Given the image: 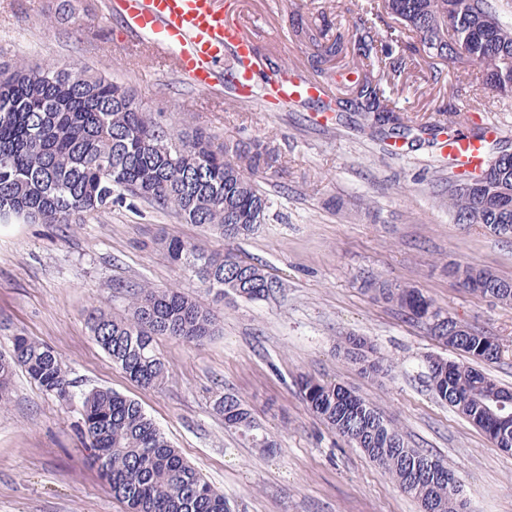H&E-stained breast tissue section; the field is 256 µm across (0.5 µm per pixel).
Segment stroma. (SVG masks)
I'll use <instances>...</instances> for the list:
<instances>
[{"label":"stroma","instance_id":"stroma-1","mask_svg":"<svg viewBox=\"0 0 512 512\" xmlns=\"http://www.w3.org/2000/svg\"><path fill=\"white\" fill-rule=\"evenodd\" d=\"M379 0H239L260 57L313 78L309 46L293 26L359 17L395 49L410 33L395 17L371 14ZM59 15L46 25L50 15ZM108 0H0V63L46 59L109 73L132 87L140 106L168 128L201 126L220 140L261 141L279 150L287 178L260 174L270 202L267 224L237 240L245 261L277 281L268 299L212 302L196 278L170 261L164 240L212 250L224 240L174 211L123 195L111 209L71 224H0V352L16 334L55 348L73 397L45 393L17 373L0 405V512H125L88 461L80 393L98 387L141 403L167 440L215 488L230 512H420L360 449L317 419L297 381L309 374L372 402L410 446L456 472L469 512H512V455L496 448L429 387L425 359L451 356L399 310L374 298L366 280L413 286L461 325L492 335L503 353L486 370L512 388V305L470 292L450 266L475 265L512 279V238L457 223L447 206L454 168L438 146L390 147L369 132L319 121L310 106L287 109L193 88L170 64L136 49ZM437 82L387 87L398 110L418 122L448 108L485 103L482 119L507 126L512 94L485 88L477 67L415 56ZM150 283L213 303L220 319L200 343L159 337L170 377L159 389L131 382L93 340L89 308L128 311L127 292ZM367 339L385 372L363 374L339 346ZM231 392L251 407L272 442L261 448L225 430L213 410Z\"/></svg>","mask_w":512,"mask_h":512}]
</instances>
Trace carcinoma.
Segmentation results:
<instances>
[{"label": "carcinoma", "mask_w": 512, "mask_h": 512, "mask_svg": "<svg viewBox=\"0 0 512 512\" xmlns=\"http://www.w3.org/2000/svg\"><path fill=\"white\" fill-rule=\"evenodd\" d=\"M384 9L413 33L430 58L469 63L480 69L483 84L512 92V26L504 23L491 0H384ZM351 40L326 21L296 33L312 46L307 62L319 76L336 83L340 92L321 102V111L342 121L354 114L383 142L390 139L439 143L444 136L465 135L492 151L495 144L475 121L482 109L449 113L448 120L417 124L397 110L383 83L406 82L416 74L412 55L394 54L393 45L361 21L350 24ZM351 61L330 72L322 64L334 57ZM479 169L481 191L465 185L471 175H457L448 190V210L460 224H481L498 237L512 238V157ZM279 167V154L269 145L228 146L213 133L194 127L175 131L156 122L136 102L134 91L102 73L74 63L18 60L0 65V223L13 220L70 224L76 215L112 206L115 192H126L163 209H173L187 222L205 224L224 238V251L171 239L165 247L178 267L192 273L214 300L230 296L249 301L267 299L277 288L259 267L241 260L231 249L237 240L266 222L270 208L254 179ZM473 292L512 304V280L472 265L452 269ZM370 291L402 309L414 321L430 326L446 315L418 288L369 283ZM95 342L112 364L144 388L162 387L168 368L156 347L159 336L201 341L217 329L213 307L192 300L174 288L142 284L132 292L129 314L116 317L98 307L88 315ZM12 349L0 353V404L8 401L17 369L24 370L43 391L63 401L72 398L60 355L52 347L22 334L11 338ZM443 344L466 360H448L428 370L435 396L463 415L493 442H512V418L488 413L492 396L504 391L472 360L497 362L501 344L490 352L489 337L472 331L452 333ZM365 340L348 338L345 360L363 373L384 372ZM310 410L350 446L361 449L420 506L435 504L437 512H466L461 494L448 491L443 474L451 467L411 448L400 428L376 405L342 384L313 377L300 379ZM84 434L91 463L125 506V512H229L224 494L213 488L163 436L134 399L109 388L81 394ZM224 427L268 448L258 438L251 408L226 392L214 402ZM433 465L414 478L415 463Z\"/></svg>", "instance_id": "cac0c4a2"}]
</instances>
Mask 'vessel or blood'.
<instances>
[{
  "mask_svg": "<svg viewBox=\"0 0 512 512\" xmlns=\"http://www.w3.org/2000/svg\"><path fill=\"white\" fill-rule=\"evenodd\" d=\"M112 8L136 42L159 58L172 59L193 87L241 95V83L251 72L254 44L223 0H112ZM229 52L239 59L230 75L222 67ZM448 153L473 165L481 159L480 144L472 139L449 145Z\"/></svg>",
  "mask_w": 512,
  "mask_h": 512,
  "instance_id": "1",
  "label": "vessel or blood"
}]
</instances>
